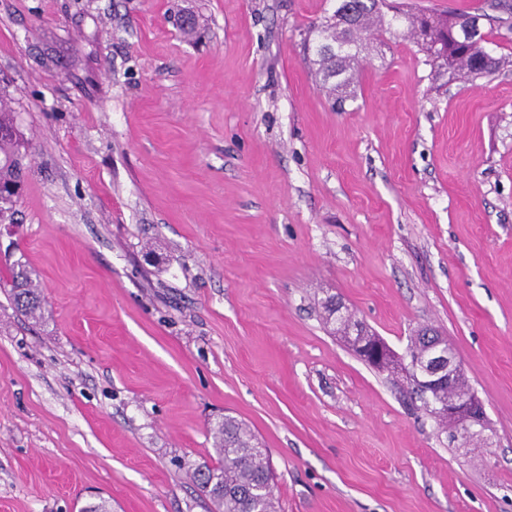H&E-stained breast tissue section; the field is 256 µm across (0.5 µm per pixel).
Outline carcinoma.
Masks as SVG:
<instances>
[{"mask_svg": "<svg viewBox=\"0 0 512 512\" xmlns=\"http://www.w3.org/2000/svg\"><path fill=\"white\" fill-rule=\"evenodd\" d=\"M386 0H338L332 17L313 26L316 34V74L331 92L354 83L353 61L358 52L333 53L344 45L356 46L362 33L375 23L380 29H390L402 19L411 35L417 27L430 29V39L422 42L423 51L432 63L457 76L478 78L496 65L484 47L486 34L481 28H467L471 14L426 15L395 13L386 18L383 8ZM27 142L19 130L15 113L0 96V222L12 210L20 185L26 178L27 165L23 163ZM9 293L16 309L26 315L41 314L43 291L32 273L22 265L9 269ZM325 321L339 324L337 332L351 347L359 337L348 335L352 316L336 318L324 308ZM216 448L220 460L213 464H199L193 479L202 494L214 504L215 512H277L271 489L272 469L266 450L251 430L237 419L226 416L214 426Z\"/></svg>", "mask_w": 512, "mask_h": 512, "instance_id": "obj_1", "label": "carcinoma"}]
</instances>
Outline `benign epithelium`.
I'll use <instances>...</instances> for the list:
<instances>
[{"label":"benign epithelium","instance_id":"benign-epithelium-1","mask_svg":"<svg viewBox=\"0 0 512 512\" xmlns=\"http://www.w3.org/2000/svg\"><path fill=\"white\" fill-rule=\"evenodd\" d=\"M418 338L427 343L425 355H416L404 361L395 354L379 337L369 338V343H360L364 359L381 369L406 372L413 382L425 390L448 391V403L428 401L426 409L430 413H441L455 423V438L464 439L472 434H481L487 428V419L482 403L472 394L460 395L457 387L463 377L461 363L456 352L433 338L429 330H423Z\"/></svg>","mask_w":512,"mask_h":512}]
</instances>
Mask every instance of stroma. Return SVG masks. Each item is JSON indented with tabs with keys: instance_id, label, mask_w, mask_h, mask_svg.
I'll return each instance as SVG.
<instances>
[{
	"instance_id": "obj_1",
	"label": "stroma",
	"mask_w": 512,
	"mask_h": 512,
	"mask_svg": "<svg viewBox=\"0 0 512 512\" xmlns=\"http://www.w3.org/2000/svg\"><path fill=\"white\" fill-rule=\"evenodd\" d=\"M388 2L485 8L496 70L373 28L339 111L303 46L336 0H0L29 144L0 227V512H211L191 474L227 415L278 512H512V13ZM329 297L397 353L443 336L482 440L410 408ZM9 293L16 309L26 315L39 317L43 304V291L25 266L9 269Z\"/></svg>"
}]
</instances>
